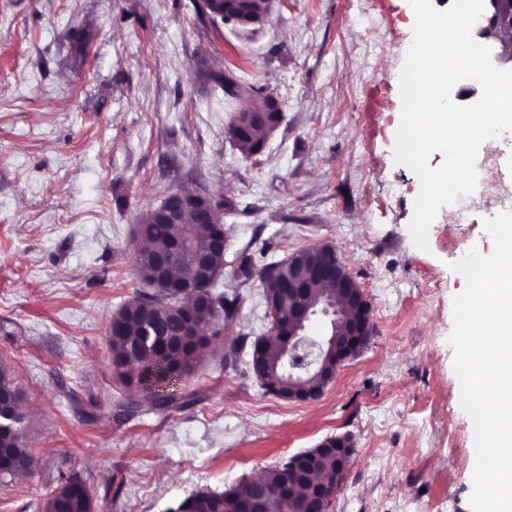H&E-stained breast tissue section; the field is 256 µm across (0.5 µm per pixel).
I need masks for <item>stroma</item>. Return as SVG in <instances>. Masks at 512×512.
<instances>
[{
  "label": "stroma",
  "mask_w": 512,
  "mask_h": 512,
  "mask_svg": "<svg viewBox=\"0 0 512 512\" xmlns=\"http://www.w3.org/2000/svg\"><path fill=\"white\" fill-rule=\"evenodd\" d=\"M413 24L409 0H272L254 30L193 0H0V364L34 458L0 475V512H43L73 475L94 512H167L341 435L353 453L328 512H470L473 424L447 342L466 281L451 265L466 240L494 249L483 221L512 196V137L478 152L494 194L467 195L463 223L441 208L415 247L420 182L393 156ZM270 97L282 119L247 154L231 123ZM180 188L222 203L215 290L241 304L175 387L191 407L126 416L109 327L146 289L140 217ZM322 245L361 285L375 333L320 399L285 400L248 351L224 361L269 328L259 279L231 272Z\"/></svg>",
  "instance_id": "obj_1"
}]
</instances>
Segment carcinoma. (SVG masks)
I'll list each match as a JSON object with an SVG mask.
<instances>
[{
  "label": "carcinoma",
  "instance_id": "carcinoma-1",
  "mask_svg": "<svg viewBox=\"0 0 512 512\" xmlns=\"http://www.w3.org/2000/svg\"><path fill=\"white\" fill-rule=\"evenodd\" d=\"M270 0H224L225 20L237 16L262 18L270 10ZM250 107L238 112L230 132L238 146L254 155L260 153L268 133L279 119V112L265 103L263 116L250 115ZM156 210L146 212L136 226V235L146 243L135 257L140 278L152 285V292L135 297L112 315L108 345L112 366L118 376L141 391L155 389L161 383H176L191 375L202 350L211 337L185 332L186 325L196 327L212 321L219 314L232 317L238 311L240 296L227 299L210 288L209 272L195 266L191 254L208 252L211 256L210 272H224V253L213 249L218 236L225 235L224 225L202 222L195 207L183 216V223L162 222ZM258 277L263 288L265 303L285 316H295L333 296L327 284L319 282L305 292L290 291L288 261L264 266ZM175 280L189 289L182 299L169 288ZM336 356L329 355L319 371H305L302 380H288V370L282 360L281 345L261 337L251 343L248 367L266 392L275 396L290 386L323 391L326 382L323 371L331 369ZM140 369L133 375V368ZM187 398L172 393L151 395L149 404L139 400L127 403V409H165L171 405L183 408ZM23 415L17 414L13 429L0 434V474L19 475L30 472L34 461L24 443L21 428ZM338 460L332 451L319 456L314 467L328 487L336 485ZM288 464L265 472L263 482L256 486L234 487L221 493L199 491L168 509V512H309L317 495V488L288 476ZM44 512H93L91 496L85 483L78 478L66 480L45 502Z\"/></svg>",
  "mask_w": 512,
  "mask_h": 512
}]
</instances>
